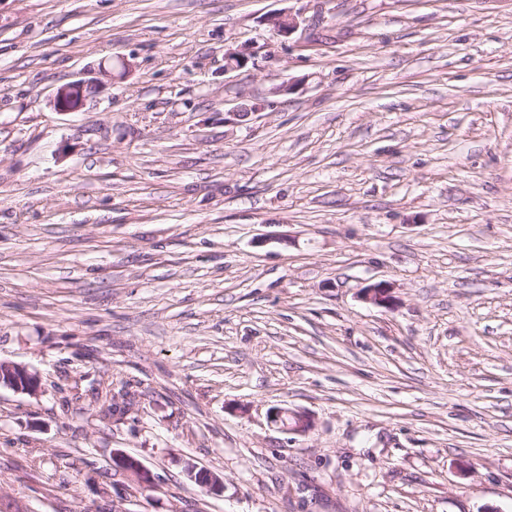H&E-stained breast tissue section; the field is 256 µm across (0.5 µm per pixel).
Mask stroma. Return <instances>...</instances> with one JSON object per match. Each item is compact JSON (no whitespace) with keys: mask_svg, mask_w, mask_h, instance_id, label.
Segmentation results:
<instances>
[{"mask_svg":"<svg viewBox=\"0 0 512 512\" xmlns=\"http://www.w3.org/2000/svg\"><path fill=\"white\" fill-rule=\"evenodd\" d=\"M0 361V512H512V0H0ZM88 90H95L92 82L85 80L72 81L58 86L51 98L50 105L57 112H77L84 105L90 94ZM6 377V380L4 381ZM5 386L16 392L35 394L40 387L39 377L26 367L0 361V387ZM284 415H291L298 419H301V422L296 427H290L288 425H293L296 423V421L292 417H285V420L288 422V424L284 421ZM268 420L271 424L279 425L283 430L285 431H291L294 433H304L308 431L310 428L304 429L305 424L308 422H311L308 415L302 412H295L292 413V411H288V409L285 408H272L268 412ZM282 421L285 422V425H282Z\"/></svg>","mask_w":512,"mask_h":512,"instance_id":"1","label":"stroma"}]
</instances>
